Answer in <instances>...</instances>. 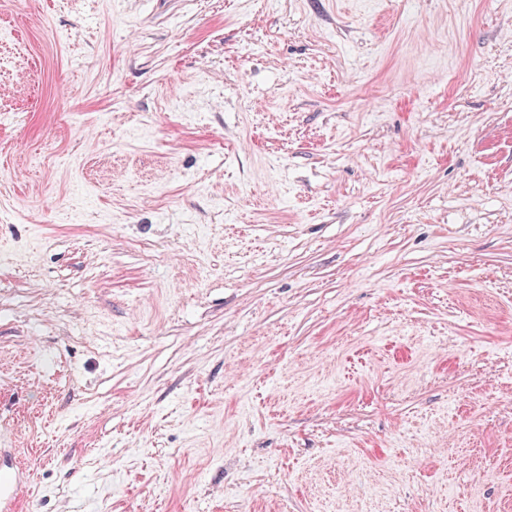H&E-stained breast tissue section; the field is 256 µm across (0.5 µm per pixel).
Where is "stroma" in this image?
Here are the masks:
<instances>
[{"mask_svg": "<svg viewBox=\"0 0 512 512\" xmlns=\"http://www.w3.org/2000/svg\"><path fill=\"white\" fill-rule=\"evenodd\" d=\"M21 512H512V0H0Z\"/></svg>", "mask_w": 512, "mask_h": 512, "instance_id": "obj_1", "label": "stroma"}]
</instances>
